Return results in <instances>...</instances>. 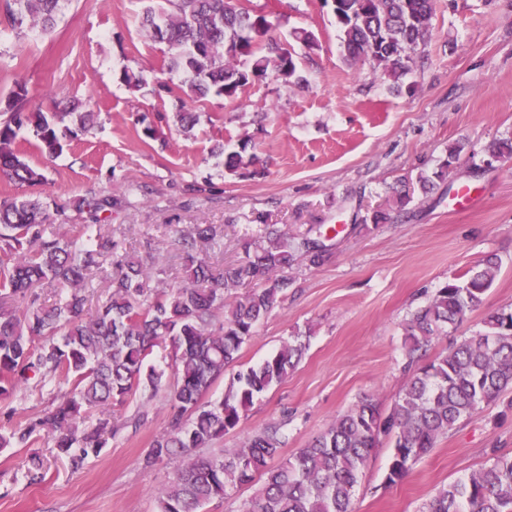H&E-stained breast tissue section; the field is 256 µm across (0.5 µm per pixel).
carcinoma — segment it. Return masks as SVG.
Segmentation results:
<instances>
[{"instance_id":"1","label":"carcinoma","mask_w":512,"mask_h":512,"mask_svg":"<svg viewBox=\"0 0 512 512\" xmlns=\"http://www.w3.org/2000/svg\"><path fill=\"white\" fill-rule=\"evenodd\" d=\"M4 2L16 33L54 32L61 0ZM333 11L348 56L383 65L397 86L408 72L409 54L431 36L435 0H335ZM277 26L272 14L244 10L234 0H165L148 6L141 21L148 37L167 43L169 68L187 76L192 95L226 99L255 80L294 82L295 55L275 35ZM26 95L25 85L16 84L11 112L0 122V174L37 184L45 177L22 156L19 132L31 128L41 152L54 156L66 138L94 129L96 113L81 110L80 101L65 112H26ZM247 147L245 141L228 155V170L256 161ZM464 150L465 144L455 143L432 175L419 176L423 193L448 178ZM412 198L406 188L395 190L391 210H375L363 223L385 224L392 210L407 217ZM106 204L83 199L79 211L87 213L88 223L49 235L47 204L24 198L0 203V398L32 380L44 386L61 378L72 385L52 410L0 433V447H28L44 435L79 470L125 426L112 410L163 391L170 430L154 441L144 466L172 457L182 458V465L158 492L157 512H199L210 500L254 481L259 486L247 512H354L355 488L381 438L393 443L386 477L393 484L463 419L512 390V311L488 317L484 329L421 363L434 339L482 306L498 272V262L488 257L462 279L444 283L411 314L404 347L408 365L416 369L387 411L362 399L276 465L282 445L276 426L222 456L199 457L196 449L236 428L254 397L284 382L301 360L306 342L292 336L262 363L232 374L223 399L204 401L282 302L293 284L288 269L300 258L320 264L327 246L319 236L267 224L260 242L244 244L240 262L217 269L202 245L215 242L219 231L213 224H195L174 239L184 272L175 281L151 239L139 254L128 255L102 223ZM105 264L112 268L108 293L91 309L86 290L93 271ZM45 282L63 292L50 305L38 291ZM246 283L254 288L227 302L226 293ZM168 340L175 348L171 384L154 360V350ZM423 512H512V457H499L440 487Z\"/></svg>"}]
</instances>
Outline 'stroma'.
<instances>
[{"mask_svg":"<svg viewBox=\"0 0 512 512\" xmlns=\"http://www.w3.org/2000/svg\"><path fill=\"white\" fill-rule=\"evenodd\" d=\"M149 0H61L52 35H15L0 11V115L15 82L29 111L61 112L74 100L98 112L91 133L67 139L49 158L21 131L22 151L45 180L28 186L0 176V201L29 197L55 205L51 224H79V200L124 197L106 221L122 225L128 250L152 236L160 263L177 267L175 232L214 224L222 238L214 265L235 264L242 245L264 225L319 227L330 246L324 262L300 259L281 304L238 352L237 367L261 363L289 337L308 348L282 384L256 396L240 424L206 448L209 456L279 427L281 458L293 457L336 417L368 397L388 409L409 379L404 327L411 312L445 282L487 257L499 261L481 308L434 340L435 358L482 329L486 316L512 309V158L488 163L487 147L512 135V0H437L430 40L412 55L401 89L373 60L349 61L327 0H250L278 16L281 38L312 31L316 48L295 44L299 82L268 78L234 100L194 97L182 72L166 66L165 43L147 37L140 17ZM142 74L128 89L123 71ZM197 113L183 130L177 113ZM466 146L456 176L474 203L460 206L447 183L415 192L403 223L362 225L388 206L390 189L432 173L456 142ZM247 144L259 161L234 172L223 155ZM70 389L63 380L20 387L0 403L13 424L44 414ZM144 412L140 426L109 439L73 470L49 438L33 447H0V512H156L158 492L177 465L145 467L154 440L167 432L163 398L133 401L121 417ZM48 460L31 482V452ZM392 443L381 439L354 496L355 512H421L436 491L512 456V392L461 421L395 484H386Z\"/></svg>","mask_w":512,"mask_h":512,"instance_id":"1","label":"stroma"}]
</instances>
